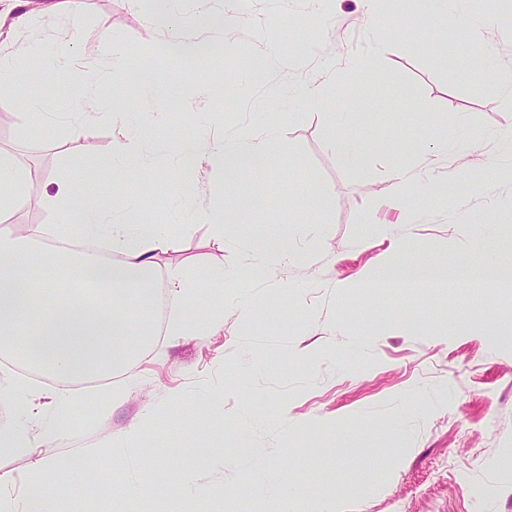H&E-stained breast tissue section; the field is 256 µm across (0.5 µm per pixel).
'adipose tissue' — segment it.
Returning a JSON list of instances; mask_svg holds the SVG:
<instances>
[{
	"instance_id": "adipose-tissue-1",
	"label": "adipose tissue",
	"mask_w": 512,
	"mask_h": 512,
	"mask_svg": "<svg viewBox=\"0 0 512 512\" xmlns=\"http://www.w3.org/2000/svg\"><path fill=\"white\" fill-rule=\"evenodd\" d=\"M54 71L79 81L75 112H82L85 102L91 101L99 121L121 120V113L99 99L95 84L82 74L67 40L59 42ZM147 134L144 128L134 130L106 159L113 177L112 193L96 190L89 177L63 173L54 180V223L23 230L12 223L0 226V352L36 366L43 376L68 383L106 377L134 365L155 334L153 311L160 295L167 303V335H188L194 312L204 315L207 330L224 328L223 312L208 313L200 290L204 282L213 288L223 286V268L201 270L186 261L159 277V260L178 248L179 238L166 225L150 223L133 201L123 197V186L139 173L132 158ZM279 141L280 128L268 119L258 130L245 129L231 139L213 138L205 149L196 142L182 143L179 169L186 178L178 182L177 189L183 198L200 195L199 174L206 166L235 186L237 197L229 209L183 210V228L209 224L220 239L225 227L242 223L257 201L259 177ZM29 180V169L12 153L0 150L1 214L25 195ZM295 232L294 225L285 224L277 235L254 244L253 275L273 277L280 263L295 259ZM379 235L389 241L390 257L374 271L376 281L433 284L501 271L496 255L479 239L470 245L465 269L450 271L412 255L408 243L395 237L390 225H380ZM76 265L85 271L88 287L64 291L58 280ZM0 397L13 402L18 417L17 422L0 428V455L29 454L59 439V431L43 425L46 404L41 393L12 378L7 370L0 372ZM98 454V449L87 448L64 465H39L30 476L21 505L0 495V512H54L53 485Z\"/></svg>"
}]
</instances>
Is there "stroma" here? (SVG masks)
<instances>
[{
    "label": "stroma",
    "mask_w": 512,
    "mask_h": 512,
    "mask_svg": "<svg viewBox=\"0 0 512 512\" xmlns=\"http://www.w3.org/2000/svg\"><path fill=\"white\" fill-rule=\"evenodd\" d=\"M14 34V47L43 37L56 52L63 27L53 6ZM213 13L234 15L233 26H202L195 0H181L180 32L187 40L222 47L221 60L175 58L166 52L167 30L150 0H83L74 43L79 62L97 72L98 96L128 104L151 123L157 106L139 80L116 85L99 39L109 32L131 50L129 66L144 52L187 84L224 87L222 98L194 95L169 104L154 136L144 139L140 163L148 177L132 178L125 191L140 212L161 224L177 220L173 153L202 138V125L231 137L257 128L254 103L276 102L280 145L260 176L262 196L244 224L216 243L210 225H195L177 252L160 263L193 259L231 271L211 304L244 293L261 311L252 322L224 317L218 333L156 336L130 369L98 390L70 389V404L48 412L46 424L60 440L28 455L0 457L21 496L40 459L66 461L99 448L100 470L115 483L151 488L178 482L191 465L202 491L185 496L181 512H270L240 477L248 453L270 465L292 463L294 500L285 512H512V278L473 293L468 282L400 287L370 280L384 263L388 241L377 225L394 224L411 249L450 268L463 266V244L483 225L493 227L488 250L512 268V146L500 136L512 125L497 89L471 55L487 52L512 73V0H465L457 25L433 16L429 0H378L375 18L359 0H331L319 15L314 0H210ZM283 50L264 83L246 84L251 63L264 56L268 36ZM381 49L360 76L350 59ZM319 88L325 108L304 103ZM36 89L52 111H72L74 86L31 65L0 83V148L34 172L24 197L4 222L46 224L52 219L55 175L63 169L92 177L105 192L112 179L102 165L127 130L89 122L36 124L21 96ZM352 119L353 135L383 141L363 172L347 169L326 146L338 117ZM468 123L473 137L453 160L434 158L433 139ZM421 169L402 209L386 206L394 170ZM302 222L304 254L281 265L275 279L251 276L250 240ZM468 332L457 330L460 321ZM367 337L356 348L357 337ZM126 389L109 403L111 388ZM148 422L140 417L146 410ZM141 422L140 461L113 456L108 442ZM181 430L163 474L151 461L160 441ZM482 484L490 495L475 499ZM60 512H130V501L86 492L83 477L57 488Z\"/></svg>",
    "instance_id": "35a3bbf8"
}]
</instances>
